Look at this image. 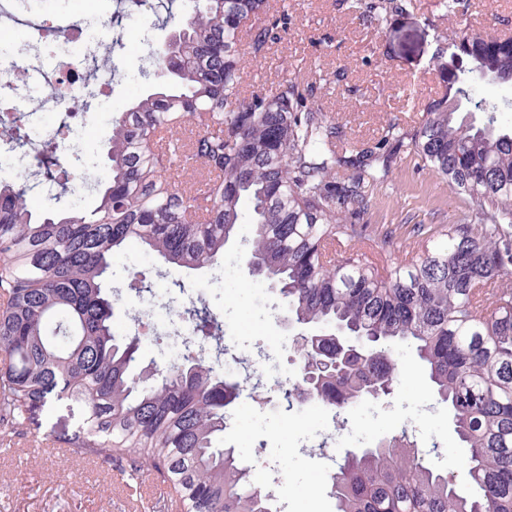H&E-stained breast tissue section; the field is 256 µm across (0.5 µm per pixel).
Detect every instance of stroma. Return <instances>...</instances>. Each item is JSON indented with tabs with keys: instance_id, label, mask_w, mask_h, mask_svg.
Returning <instances> with one entry per match:
<instances>
[{
	"instance_id": "stroma-1",
	"label": "stroma",
	"mask_w": 512,
	"mask_h": 512,
	"mask_svg": "<svg viewBox=\"0 0 512 512\" xmlns=\"http://www.w3.org/2000/svg\"><path fill=\"white\" fill-rule=\"evenodd\" d=\"M291 20L265 56L245 69L247 88L269 90L283 79L313 82L317 98L340 126L337 145L346 154L375 144L386 131L412 133L421 123V109L445 88L434 70V58L455 31L512 37V0H401V11L373 21L350 6L351 0H285ZM69 14L87 22V37L110 43L106 24L120 14L124 47L116 51L119 74L106 97L96 99L88 127L72 142L88 162L102 166L100 145L115 113L123 111L149 87L141 73L139 49L155 43L162 32L140 22L139 11L123 0H69ZM468 197L450 192L448 182L424 166L409 148L396 150L390 172L372 190L362 221L376 237L391 236L392 260H403L434 245L441 227L457 223L471 211ZM230 243L218 269L172 271L186 290L205 294L223 323L224 335L240 346L264 345L273 354L265 370L294 380L298 366L291 336L279 324L282 310L267 281L249 276L245 240ZM170 279H155L157 297H167ZM401 382L391 399H365L346 413L355 432L335 450L369 447L400 431L412 419L419 447L439 443L457 488L468 489L466 448L458 440L446 405L423 390L416 359L409 348H396ZM230 425L218 447L234 449L245 463L258 465L261 487L273 496L276 512H335L330 493L334 461L303 453L307 435L334 427L333 410L318 404L285 410L278 396L260 403L240 397L230 407ZM80 407L61 400L41 412L35 422L0 442V512H134L117 484L118 467H85L67 457L34 451L36 441L76 429Z\"/></svg>"
}]
</instances>
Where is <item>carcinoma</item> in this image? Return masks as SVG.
I'll list each match as a JSON object with an SVG mask.
<instances>
[{
    "mask_svg": "<svg viewBox=\"0 0 512 512\" xmlns=\"http://www.w3.org/2000/svg\"><path fill=\"white\" fill-rule=\"evenodd\" d=\"M398 8L397 0L365 4L376 20ZM287 25L288 12L269 14V0H193L176 47L164 37L153 45L157 87L113 116L105 173L85 174L93 208L43 210L28 173L0 180V425L22 430L51 402L75 401L83 423L57 441L76 457L121 459L128 472L166 483L189 512H274L234 449L216 447L226 408L268 390L254 368L266 349L224 342L207 300L160 302L152 289L168 270L214 266L248 222L246 268L270 281L288 318L325 329L294 350L300 381L278 383L287 407L299 390L338 413L391 396L393 346L404 344L468 448L466 492L403 431L348 454L332 477L336 512H512V129L497 118L512 100L475 91L486 74L512 76V39L450 36V60L436 59L447 93L410 138L424 165L477 209L414 259L373 265L333 244L372 241L386 251L354 221L389 173L383 142L340 155L339 126L310 82L243 87L242 39L261 56ZM116 72L106 51L91 79ZM457 98L484 121L448 111ZM16 131L0 118V137L23 148ZM73 153L47 144L36 155L57 199L70 190L64 160ZM132 244L156 260L154 275L116 282L112 257ZM131 293L140 299L127 311L132 324L154 323L159 309L175 318L155 340H180L181 360L146 363L142 336L115 331L114 308ZM198 338L212 341L211 357L194 354ZM223 358L234 375L215 372L212 361Z\"/></svg>",
    "mask_w": 512,
    "mask_h": 512,
    "instance_id": "1",
    "label": "carcinoma"
}]
</instances>
